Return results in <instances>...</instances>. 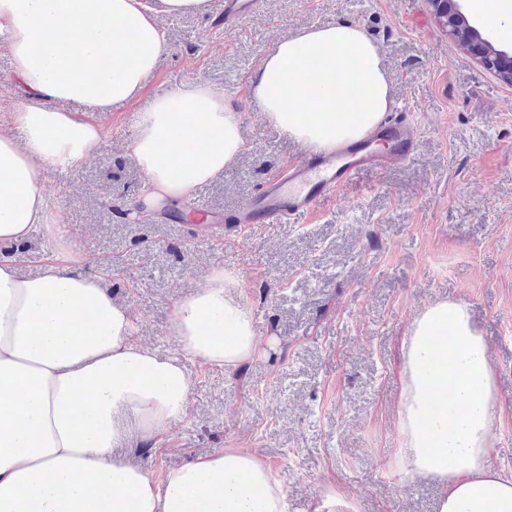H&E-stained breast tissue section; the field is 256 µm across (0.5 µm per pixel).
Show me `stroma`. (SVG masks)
I'll list each match as a JSON object with an SVG mask.
<instances>
[{"label":"stroma","instance_id":"1","mask_svg":"<svg viewBox=\"0 0 512 512\" xmlns=\"http://www.w3.org/2000/svg\"><path fill=\"white\" fill-rule=\"evenodd\" d=\"M422 17L423 27L406 26ZM357 24L378 46L396 105L421 131L409 161L370 174L291 224L212 228L137 215L145 177L126 144L170 80L223 92L246 151L180 209L230 213L302 149L275 128L247 81L282 38ZM170 49L142 92L102 113L100 154L80 171L44 169L65 241L130 306L135 338L177 353L169 309L215 266L239 271L261 351L232 372L193 361L188 412L156 441L113 451L162 479L223 448L267 464L290 512H436L440 484L395 467L409 329L426 306L463 304L495 373L496 465L512 469V85L464 48L429 0H262L225 33L208 14L162 18Z\"/></svg>","mask_w":512,"mask_h":512}]
</instances>
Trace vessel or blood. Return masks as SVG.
Masks as SVG:
<instances>
[{
	"mask_svg": "<svg viewBox=\"0 0 512 512\" xmlns=\"http://www.w3.org/2000/svg\"><path fill=\"white\" fill-rule=\"evenodd\" d=\"M260 5L261 0H223L225 31L235 30ZM419 138L417 126L400 118L330 152L305 149L279 176L263 181L231 221L258 226L291 223L363 175L410 160Z\"/></svg>",
	"mask_w": 512,
	"mask_h": 512,
	"instance_id": "obj_1",
	"label": "vessel or blood"
}]
</instances>
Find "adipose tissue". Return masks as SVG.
Here are the masks:
<instances>
[{
  "label": "adipose tissue",
  "instance_id": "obj_1",
  "mask_svg": "<svg viewBox=\"0 0 512 512\" xmlns=\"http://www.w3.org/2000/svg\"><path fill=\"white\" fill-rule=\"evenodd\" d=\"M210 0H0V40L28 97L0 126V243L51 240L41 271L0 262V512H288L272 469L233 449L170 469L163 480L112 450L131 433L163 436L185 416L180 360L134 338L86 258L63 241L42 168L80 170L105 136L98 115L143 89L169 47L159 16L208 12ZM358 95H351L350 86ZM288 138L320 149L363 138L394 106L377 45L351 22L280 40L248 82ZM246 148L240 117L196 84L155 98L128 141L146 177V209L190 197ZM242 276L212 268L172 306L182 357L224 371L258 353ZM495 375L458 303L414 319L399 412L404 475L439 479L437 512H512V470L497 467Z\"/></svg>",
  "mask_w": 512,
  "mask_h": 512
}]
</instances>
